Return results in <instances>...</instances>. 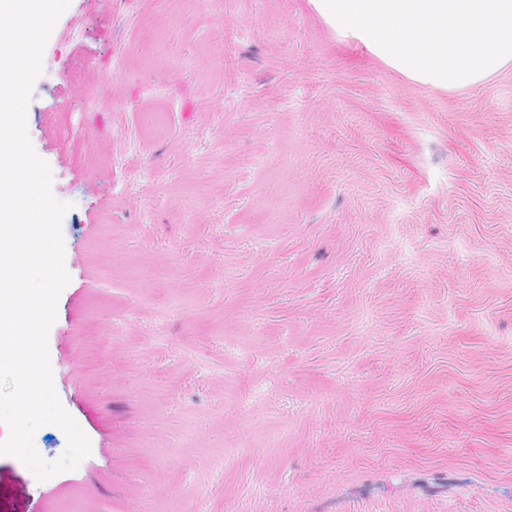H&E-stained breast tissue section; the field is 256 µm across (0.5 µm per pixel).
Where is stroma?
Wrapping results in <instances>:
<instances>
[{"mask_svg": "<svg viewBox=\"0 0 512 512\" xmlns=\"http://www.w3.org/2000/svg\"><path fill=\"white\" fill-rule=\"evenodd\" d=\"M26 127L91 451L0 455V512H512V68L423 86L310 0H70Z\"/></svg>", "mask_w": 512, "mask_h": 512, "instance_id": "obj_1", "label": "stroma"}]
</instances>
